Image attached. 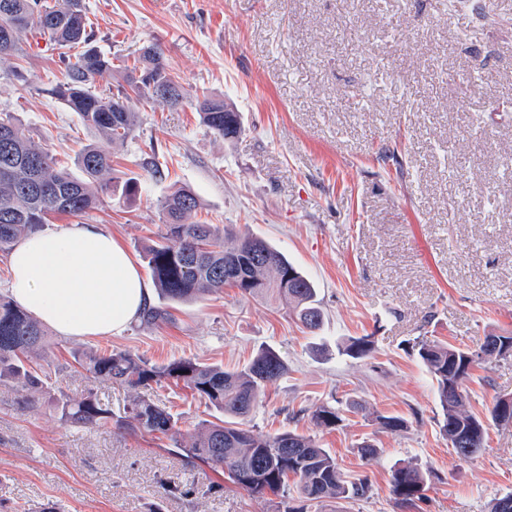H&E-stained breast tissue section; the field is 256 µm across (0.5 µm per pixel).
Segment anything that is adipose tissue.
Wrapping results in <instances>:
<instances>
[{
  "label": "adipose tissue",
  "mask_w": 512,
  "mask_h": 512,
  "mask_svg": "<svg viewBox=\"0 0 512 512\" xmlns=\"http://www.w3.org/2000/svg\"><path fill=\"white\" fill-rule=\"evenodd\" d=\"M8 260L15 302L66 338L121 333L151 302L134 258L92 224L29 234Z\"/></svg>",
  "instance_id": "1"
}]
</instances>
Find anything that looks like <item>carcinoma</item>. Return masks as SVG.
Wrapping results in <instances>:
<instances>
[{"label": "carcinoma", "instance_id": "obj_1", "mask_svg": "<svg viewBox=\"0 0 512 512\" xmlns=\"http://www.w3.org/2000/svg\"><path fill=\"white\" fill-rule=\"evenodd\" d=\"M83 0H0V59L11 56L22 33L35 30L47 41L72 51L67 56L66 80L55 94L115 146L124 144L134 131L133 99H146L176 108L187 101L183 86L172 73L165 52L158 44L144 47L133 64L124 65L123 77L130 92L112 98L96 94L98 76L116 68L112 59L91 45ZM203 122L225 140L242 133L240 116L220 96L196 101ZM82 178L56 167L53 155L37 145L25 129L10 118L0 117V252L9 251L23 236L41 230L54 214L81 215L96 208L100 195L112 191L104 180L110 171L108 155L93 146L78 155ZM165 231L161 240L145 249V259L161 297L174 302L235 288L243 295L284 300L302 324L314 332L323 323L313 283L303 276L271 244L256 237L232 240L212 224L191 221L198 200L179 188L159 202ZM48 331L25 310L0 296V380H12L27 392L42 380L25 365L24 357L47 342ZM370 336L349 338L342 348L352 359L370 357ZM436 382L442 409L440 432L463 461L478 457L485 448L487 426L466 409L465 382L472 371L501 357L478 349L461 348L419 337L413 345ZM76 362L91 376L128 388L150 390L164 380H173L218 410L227 419L200 424L188 443L179 439L177 419L165 404L150 396H138L123 413L100 402L92 392L83 399L57 406L66 423L100 426L111 421L129 431L143 429L169 438L188 459L208 464L224 474L234 486L254 497L272 494L279 499L277 512H308L328 501L354 502L369 491L366 477L346 479L336 459L315 439L284 431L256 434L240 426L249 415L264 386L286 371L283 359L270 349L259 351L251 362L236 370L179 359L156 366L130 352L101 353L88 350ZM323 428L341 421L336 407L323 404L313 414ZM381 432L407 428L400 416L375 417ZM431 470L417 464L393 468L391 492L400 508H412L421 500ZM296 481L291 493L289 479Z\"/></svg>", "mask_w": 512, "mask_h": 512}]
</instances>
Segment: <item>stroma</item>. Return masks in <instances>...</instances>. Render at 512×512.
Wrapping results in <instances>:
<instances>
[{
    "label": "stroma",
    "mask_w": 512,
    "mask_h": 512,
    "mask_svg": "<svg viewBox=\"0 0 512 512\" xmlns=\"http://www.w3.org/2000/svg\"><path fill=\"white\" fill-rule=\"evenodd\" d=\"M92 43L133 59L160 44L191 98L219 95L239 112L229 142L180 109L135 102V130L113 146L52 93L66 75L62 49L27 34L0 60V113L47 145L80 176L92 145L112 157L114 184L82 215L43 227L94 224L151 271L146 244L163 232L161 198L197 197V219L266 240L315 284L324 311L307 332L285 305L237 289L198 300L153 296L167 321L136 320L112 336H51L26 364L48 372L47 390L26 398L0 384V512H275L221 473L176 452L169 440L108 424L64 423L55 399L95 394L119 407L125 386L89 378L75 355L127 351L156 365L178 359L237 369L262 348L287 371L266 385L245 420L259 434L314 438L348 478L368 477V498L346 512H401L392 467L432 470L413 512H489L512 492V427L489 426L477 459L459 460L439 429L441 407L426 367L408 354L419 336L478 347L512 332V0H84ZM484 67L476 85L465 77ZM394 158L381 159L382 148ZM369 335L375 350L338 352ZM467 407L485 416L512 394V360L475 369ZM182 432L221 414L172 383L153 386ZM331 404L336 428L315 424ZM406 419L379 432L376 415ZM376 442L363 459L357 445Z\"/></svg>",
    "instance_id": "1"
}]
</instances>
